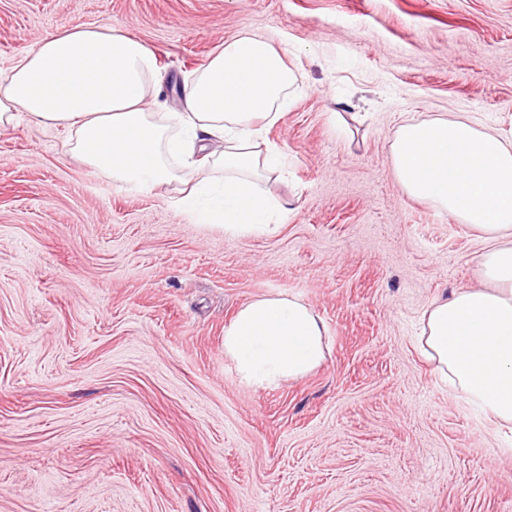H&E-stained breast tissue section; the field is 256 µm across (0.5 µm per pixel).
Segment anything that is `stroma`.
Returning <instances> with one entry per match:
<instances>
[{
  "label": "stroma",
  "instance_id": "1",
  "mask_svg": "<svg viewBox=\"0 0 512 512\" xmlns=\"http://www.w3.org/2000/svg\"><path fill=\"white\" fill-rule=\"evenodd\" d=\"M115 27L156 55L150 108L242 32L299 87L264 139L288 203L272 235L196 224L66 154L0 131V512H512V425L451 393L422 316L480 285L491 246L406 196L408 121L466 116L512 144V0H0V74L45 36ZM294 296L329 353L242 384L224 327Z\"/></svg>",
  "mask_w": 512,
  "mask_h": 512
}]
</instances>
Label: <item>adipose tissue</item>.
<instances>
[{"label":"adipose tissue","mask_w":512,"mask_h":512,"mask_svg":"<svg viewBox=\"0 0 512 512\" xmlns=\"http://www.w3.org/2000/svg\"><path fill=\"white\" fill-rule=\"evenodd\" d=\"M159 82L152 50L107 27L45 37L0 77V130L20 121L64 126L70 151L113 180L147 190L184 180L177 206L196 223L235 235L278 231L284 206L256 185L281 155L265 124L298 83L284 49L264 34L225 42L183 88L184 110L161 119L146 106ZM395 178L424 201L492 241L483 288H460L425 312L420 347L469 404L512 423V144L455 116L401 125L391 146ZM324 327L292 296L241 307L224 327V357L239 380L272 388L326 359Z\"/></svg>","instance_id":"1"}]
</instances>
